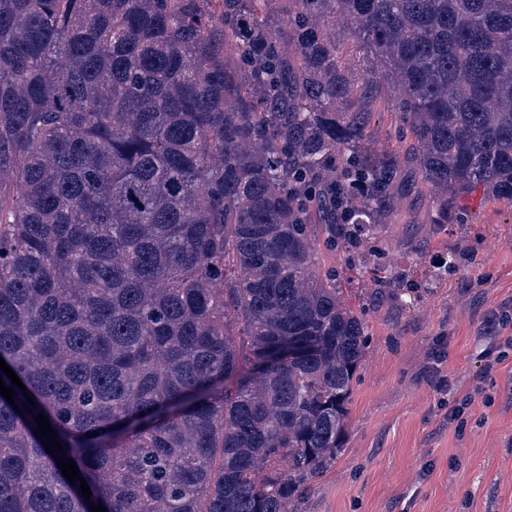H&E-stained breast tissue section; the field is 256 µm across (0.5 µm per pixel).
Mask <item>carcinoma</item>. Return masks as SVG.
Here are the masks:
<instances>
[{
	"label": "carcinoma",
	"mask_w": 512,
	"mask_h": 512,
	"mask_svg": "<svg viewBox=\"0 0 512 512\" xmlns=\"http://www.w3.org/2000/svg\"><path fill=\"white\" fill-rule=\"evenodd\" d=\"M423 185L435 224L512 202V0H0V358L34 400L0 370V512H297L367 348L320 251L380 271ZM368 124V132L373 141V147L379 152L395 153L401 150L395 140L393 130L396 116L390 111V107L377 105L371 108Z\"/></svg>",
	"instance_id": "obj_1"
}]
</instances>
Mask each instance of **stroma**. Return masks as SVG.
Here are the masks:
<instances>
[{"label": "stroma", "mask_w": 512, "mask_h": 512, "mask_svg": "<svg viewBox=\"0 0 512 512\" xmlns=\"http://www.w3.org/2000/svg\"><path fill=\"white\" fill-rule=\"evenodd\" d=\"M469 221L387 224L377 233L388 274H410L407 308L371 273L340 269L351 305L367 311L369 346L349 405L343 448L299 512H512V356L486 370L489 319L512 316V205L474 195ZM448 270L433 267L437 257ZM456 397L483 385L463 432L448 422L437 385Z\"/></svg>", "instance_id": "stroma-1"}]
</instances>
